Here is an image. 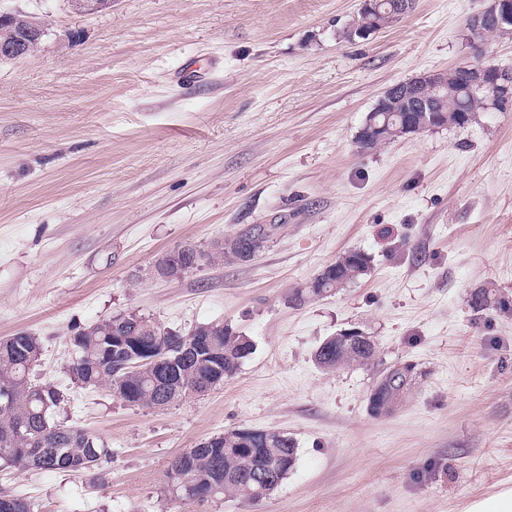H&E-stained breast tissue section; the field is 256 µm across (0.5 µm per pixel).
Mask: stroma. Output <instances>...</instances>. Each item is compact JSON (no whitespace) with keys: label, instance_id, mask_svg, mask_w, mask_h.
<instances>
[{"label":"stroma","instance_id":"obj_1","mask_svg":"<svg viewBox=\"0 0 512 512\" xmlns=\"http://www.w3.org/2000/svg\"><path fill=\"white\" fill-rule=\"evenodd\" d=\"M360 0H0L47 24L0 62V339L42 343L54 418L112 450L95 470L0 467L32 512H466L512 489V109L367 154L356 135L390 86L462 64L512 68V36L473 43L488 0H416L365 37ZM204 74L181 79L187 67ZM245 224L283 230L249 262L160 279L156 261ZM370 259L304 306L291 289L347 251ZM490 303L475 310L471 294ZM133 312L252 344L214 390L157 409L73 383L75 329ZM358 329L416 378L374 415V367L314 353ZM229 429L287 433L296 462L252 502L173 494L171 460Z\"/></svg>","mask_w":512,"mask_h":512}]
</instances>
